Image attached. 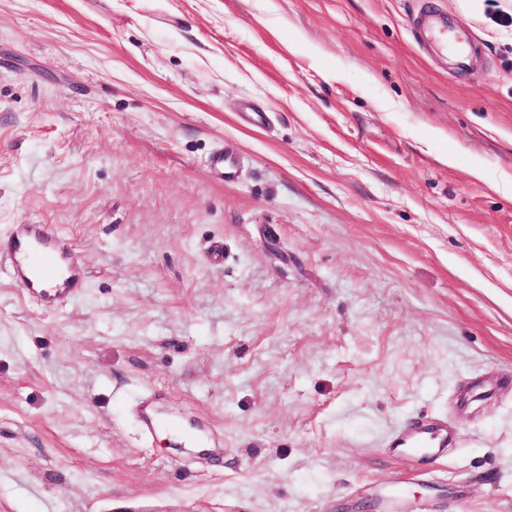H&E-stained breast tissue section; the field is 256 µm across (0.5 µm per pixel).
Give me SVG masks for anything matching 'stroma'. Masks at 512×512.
I'll list each match as a JSON object with an SVG mask.
<instances>
[{
    "mask_svg": "<svg viewBox=\"0 0 512 512\" xmlns=\"http://www.w3.org/2000/svg\"><path fill=\"white\" fill-rule=\"evenodd\" d=\"M424 2L0 0V240L86 275L0 272V512H387L410 421L407 512H512V0ZM427 27L430 34V40L436 48L444 53L448 52V24L445 17L426 13ZM8 250L7 270L12 280L35 294L44 304H54L76 294L84 286V271L70 258V251L61 237L53 231L38 227H25L11 237L5 246ZM59 257L65 261V271L61 274V283L46 285L38 288L37 284L43 279L54 280L60 267ZM393 448L413 462H444L447 458L448 428L437 432L421 426H407L393 438Z\"/></svg>",
    "mask_w": 512,
    "mask_h": 512,
    "instance_id": "obj_1",
    "label": "stroma"
}]
</instances>
